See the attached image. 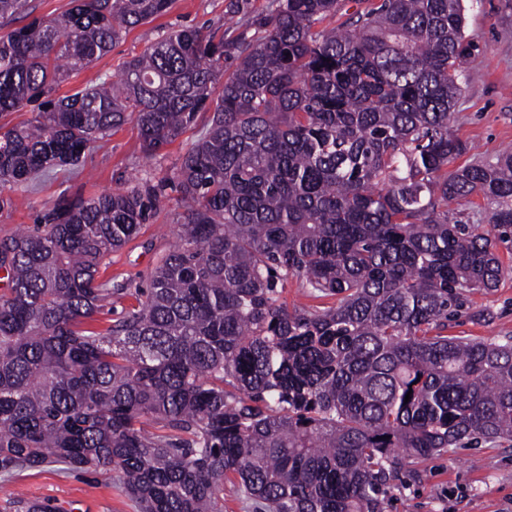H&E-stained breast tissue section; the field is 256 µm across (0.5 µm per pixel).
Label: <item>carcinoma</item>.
I'll list each match as a JSON object with an SVG mask.
<instances>
[{
	"mask_svg": "<svg viewBox=\"0 0 512 512\" xmlns=\"http://www.w3.org/2000/svg\"><path fill=\"white\" fill-rule=\"evenodd\" d=\"M463 2L343 17L340 0H271L234 37L172 31L119 81L62 96L171 0H71L0 39V116L37 110L0 132V193L130 120L154 156L210 113L157 183L61 198L0 238L1 475L112 470L139 512H224L226 482L259 512H387L405 465L512 446V337L446 335L512 246V150L448 171L466 151L449 131ZM15 16L28 0H0ZM170 185L177 245L136 305L83 328L121 292L101 266ZM474 194L486 230L448 215ZM291 278L336 302L288 310Z\"/></svg>",
	"mask_w": 512,
	"mask_h": 512,
	"instance_id": "carcinoma-1",
	"label": "carcinoma"
}]
</instances>
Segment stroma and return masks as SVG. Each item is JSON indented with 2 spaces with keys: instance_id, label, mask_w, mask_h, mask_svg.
Listing matches in <instances>:
<instances>
[{
  "instance_id": "stroma-1",
  "label": "stroma",
  "mask_w": 512,
  "mask_h": 512,
  "mask_svg": "<svg viewBox=\"0 0 512 512\" xmlns=\"http://www.w3.org/2000/svg\"><path fill=\"white\" fill-rule=\"evenodd\" d=\"M229 0H172L166 13L131 28L107 55L73 72L59 91L71 94L85 86L114 79L126 61L139 55L166 31L184 27L224 26ZM465 34L475 50L465 66L473 78L465 84L450 129L468 146L456 159L492 160L512 147V0H464ZM207 114L159 154L146 156L135 123H127L92 144L83 166L55 167L11 191L13 206L0 210V238L18 226H34L60 197H91L104 191L154 184L178 164L207 126ZM180 211L178 192L167 190L160 209L139 234L113 252L105 278L123 292L107 302L92 326L104 331L135 299L130 291L149 285V276L176 243ZM504 275L498 288L471 294L448 322V333L481 340L512 336V249L498 250ZM417 476L390 491L388 512H512V447L482 444L458 449L453 457L436 456L412 465ZM51 502L56 512H138L113 472L81 471L48 463L26 469L0 494V512H24L26 503Z\"/></svg>"
}]
</instances>
